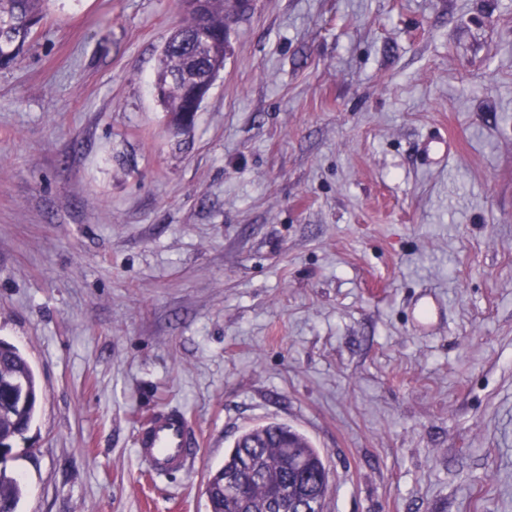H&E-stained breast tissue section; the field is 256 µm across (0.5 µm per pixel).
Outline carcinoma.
<instances>
[{"label": "carcinoma", "instance_id": "obj_1", "mask_svg": "<svg viewBox=\"0 0 512 512\" xmlns=\"http://www.w3.org/2000/svg\"><path fill=\"white\" fill-rule=\"evenodd\" d=\"M48 0H0V68H9L24 55L35 27L45 16ZM185 22L165 40L158 57L155 83L167 87L164 109L179 129L192 125L195 112L185 84L202 80L224 68L228 42L224 30L237 22L234 0H207L199 14L179 0ZM41 388L27 360L15 346L0 340V448L10 453L34 421ZM249 455L255 470L239 502L224 484V475L238 470ZM8 458L0 457V512H17L22 495L18 481L7 475ZM329 475L320 451L296 429L271 422L241 433L224 455V465L212 472L206 484L209 512H280L273 490L288 502L307 492L324 512Z\"/></svg>", "mask_w": 512, "mask_h": 512}]
</instances>
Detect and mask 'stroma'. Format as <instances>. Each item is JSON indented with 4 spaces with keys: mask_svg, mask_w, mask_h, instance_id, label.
<instances>
[{
    "mask_svg": "<svg viewBox=\"0 0 512 512\" xmlns=\"http://www.w3.org/2000/svg\"><path fill=\"white\" fill-rule=\"evenodd\" d=\"M177 0H50L0 69V339L43 397L19 512H209L245 430L324 512H512V0H254L177 133ZM201 440L155 476L161 407ZM198 443L197 433L181 411L160 408L139 429L135 445L149 471L166 475L186 470ZM288 445L295 448H283ZM244 455L251 456L255 474L247 484L246 498L241 505L234 490L224 484V475L238 470ZM293 463L301 466L306 484L309 483L308 493L318 500V510L323 512L328 490L323 479L325 476L329 479V471L320 451L296 429L277 422L246 430L236 438L224 455V465L208 478L205 492L209 512H280L274 489L288 498L291 509L292 502L302 496L306 488L297 482Z\"/></svg>",
    "mask_w": 512,
    "mask_h": 512,
    "instance_id": "obj_1",
    "label": "stroma"
}]
</instances>
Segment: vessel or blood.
Listing matches in <instances>:
<instances>
[{
  "label": "vessel or blood",
  "mask_w": 512,
  "mask_h": 512,
  "mask_svg": "<svg viewBox=\"0 0 512 512\" xmlns=\"http://www.w3.org/2000/svg\"><path fill=\"white\" fill-rule=\"evenodd\" d=\"M197 446L198 436L185 415L171 408L156 410L136 437L142 463L157 475L186 470Z\"/></svg>",
  "instance_id": "vessel-or-blood-1"
}]
</instances>
